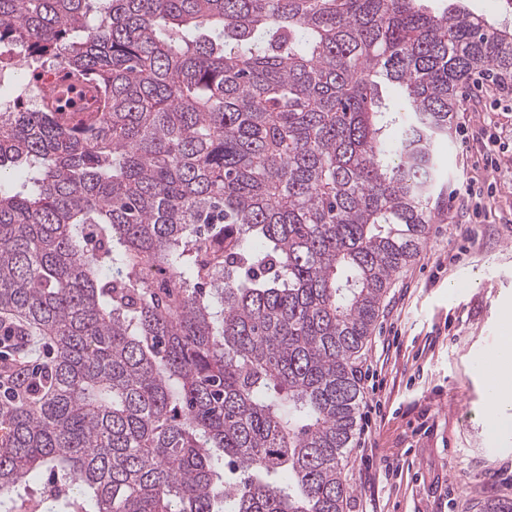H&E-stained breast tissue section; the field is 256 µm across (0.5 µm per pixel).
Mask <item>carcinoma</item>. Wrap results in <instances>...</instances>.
Segmentation results:
<instances>
[{"label":"carcinoma","mask_w":512,"mask_h":512,"mask_svg":"<svg viewBox=\"0 0 512 512\" xmlns=\"http://www.w3.org/2000/svg\"><path fill=\"white\" fill-rule=\"evenodd\" d=\"M18 46L101 111L0 114V313L53 348L9 372L0 512H345L354 361L512 29L426 0H0V71Z\"/></svg>","instance_id":"1"}]
</instances>
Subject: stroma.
<instances>
[{"mask_svg":"<svg viewBox=\"0 0 512 512\" xmlns=\"http://www.w3.org/2000/svg\"><path fill=\"white\" fill-rule=\"evenodd\" d=\"M494 84L459 91L434 224L388 288L357 363L363 400L378 399L365 446L345 470L346 512H478L512 498V428L492 430L477 367L512 309V178L485 171L484 143L512 130ZM484 192L472 217L469 189Z\"/></svg>","mask_w":512,"mask_h":512,"instance_id":"35a3bbf8","label":"stroma"}]
</instances>
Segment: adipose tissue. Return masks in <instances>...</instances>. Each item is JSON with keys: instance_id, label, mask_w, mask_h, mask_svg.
<instances>
[{"instance_id": "obj_1", "label": "adipose tissue", "mask_w": 512, "mask_h": 512, "mask_svg": "<svg viewBox=\"0 0 512 512\" xmlns=\"http://www.w3.org/2000/svg\"><path fill=\"white\" fill-rule=\"evenodd\" d=\"M480 373L488 387L486 411L492 426H512V337H505L502 345L482 362Z\"/></svg>"}]
</instances>
